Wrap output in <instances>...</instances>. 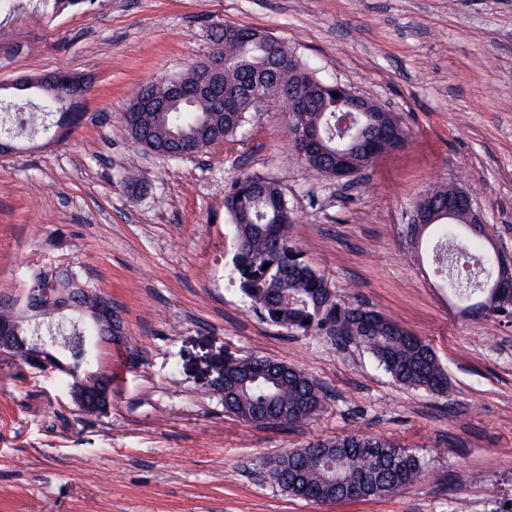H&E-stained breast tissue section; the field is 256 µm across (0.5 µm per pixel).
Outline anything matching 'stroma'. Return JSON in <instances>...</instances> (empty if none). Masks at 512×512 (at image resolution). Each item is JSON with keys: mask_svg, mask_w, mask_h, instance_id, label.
I'll list each match as a JSON object with an SVG mask.
<instances>
[{"mask_svg": "<svg viewBox=\"0 0 512 512\" xmlns=\"http://www.w3.org/2000/svg\"><path fill=\"white\" fill-rule=\"evenodd\" d=\"M285 43L319 78L401 121L404 143L352 186L310 168L278 106L248 140L171 161L129 137L123 113L147 83L182 76L225 25ZM68 71L90 82L64 138L26 130L0 155V298L33 272L76 268L112 299L121 345L99 343L106 412H82L62 372L0 354V512H512V325L460 312L406 224L434 184L475 191L493 242L512 240V0H94L44 18L0 7V86ZM142 178L139 190L119 181ZM278 181L291 235L343 299L429 342L444 395L392 380L363 347L258 320L231 285L224 191L240 170ZM265 356L304 369L331 398L307 423L228 415L224 365ZM359 432L426 470L390 497L319 504L266 482L263 464Z\"/></svg>", "mask_w": 512, "mask_h": 512, "instance_id": "1", "label": "stroma"}]
</instances>
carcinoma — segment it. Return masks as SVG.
I'll list each match as a JSON object with an SVG mask.
<instances>
[{
    "instance_id": "carcinoma-1",
    "label": "carcinoma",
    "mask_w": 512,
    "mask_h": 512,
    "mask_svg": "<svg viewBox=\"0 0 512 512\" xmlns=\"http://www.w3.org/2000/svg\"><path fill=\"white\" fill-rule=\"evenodd\" d=\"M93 0H43L55 14L81 8ZM215 46L224 57V95L236 98L237 111L214 112L210 100L173 102L164 112L140 110L128 104L124 122L128 134L146 150L175 160L186 144L204 149L215 142L239 144L245 141L251 96L282 101L288 89L305 78L324 93L309 112L288 117L292 131L313 129L321 139L319 147L302 155L306 164L329 176L347 167L368 168L382 153L402 145L405 132L396 115L372 106V112L357 114L359 125L375 123L368 139L371 148L350 149L343 160L347 142L341 137L333 83L318 78L306 64L283 68L273 76L253 83L248 66L259 63L264 43L244 47L237 27L226 25L215 33ZM79 76L57 73L55 92L39 95L42 129H68L81 118L70 90ZM142 95L157 101L169 96V81L146 85ZM16 127L0 126V141L12 143L16 128L34 125L28 101L13 103ZM448 199V187L428 190L415 204L427 209ZM224 212L234 228L235 250L231 278L240 294L259 318L275 327L304 335L326 330L343 340H354L369 350L383 370L407 387L444 395L448 374L432 346L423 338L366 304L337 298L328 280L304 258L290 235L293 213L280 185L248 171L241 172L224 193ZM439 237L434 258L441 269L469 265L473 276H456L450 288L466 303L465 311L500 321L512 322V292L493 296L484 284L501 274L512 276L506 257L480 254L483 238L472 237L462 245L450 239L453 229L445 218L437 219ZM270 267H265V264ZM58 288L81 289L84 304L94 307L100 294L82 281L74 269L57 277ZM224 411L245 422L293 426L309 420L324 407L326 394L303 369L264 356L234 361L224 368ZM421 459L390 442L358 433L334 439H318L288 451L266 463L269 478L288 495L314 502L371 499L393 496L414 485L423 475Z\"/></svg>"
}]
</instances>
